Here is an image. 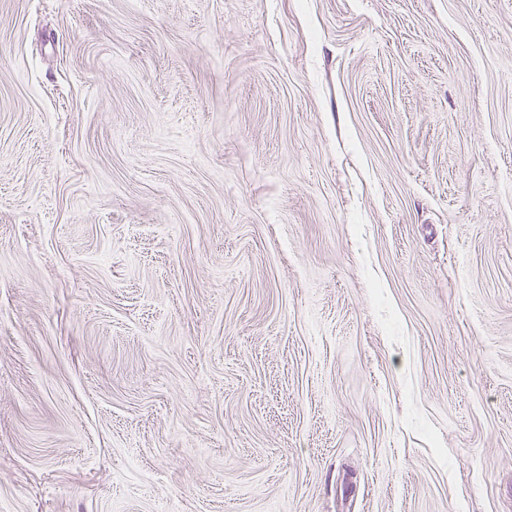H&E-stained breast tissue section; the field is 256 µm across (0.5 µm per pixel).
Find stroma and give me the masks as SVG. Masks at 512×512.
I'll return each mask as SVG.
<instances>
[{
  "instance_id": "stroma-1",
  "label": "stroma",
  "mask_w": 512,
  "mask_h": 512,
  "mask_svg": "<svg viewBox=\"0 0 512 512\" xmlns=\"http://www.w3.org/2000/svg\"><path fill=\"white\" fill-rule=\"evenodd\" d=\"M0 512H512V0H0Z\"/></svg>"
}]
</instances>
